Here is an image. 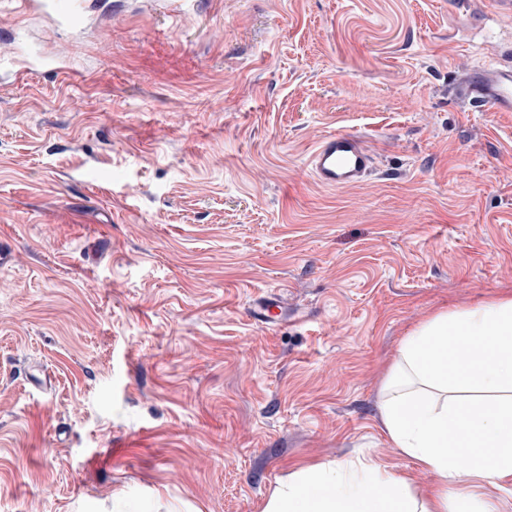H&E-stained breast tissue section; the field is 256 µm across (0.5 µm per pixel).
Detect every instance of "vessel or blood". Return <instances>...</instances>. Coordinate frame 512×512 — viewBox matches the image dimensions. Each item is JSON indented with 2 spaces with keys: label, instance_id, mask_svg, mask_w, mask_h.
<instances>
[{
  "label": "vessel or blood",
  "instance_id": "b4317fda",
  "mask_svg": "<svg viewBox=\"0 0 512 512\" xmlns=\"http://www.w3.org/2000/svg\"><path fill=\"white\" fill-rule=\"evenodd\" d=\"M30 10L46 11L60 27L80 26L84 8L76 0H27ZM482 64L465 68L453 87L455 95L482 110L512 112V46L487 41ZM317 183L330 189L365 184L376 167V155L359 135L336 132L321 138L309 157Z\"/></svg>",
  "mask_w": 512,
  "mask_h": 512
}]
</instances>
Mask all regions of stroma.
<instances>
[{
  "label": "stroma",
  "instance_id": "1",
  "mask_svg": "<svg viewBox=\"0 0 512 512\" xmlns=\"http://www.w3.org/2000/svg\"><path fill=\"white\" fill-rule=\"evenodd\" d=\"M86 2L0 0V512H263L301 463L440 485L379 403L410 329L512 289V112L452 92L512 15ZM338 131L362 186L308 170ZM273 291L301 318L253 321ZM26 2L30 10L51 13L60 27H79L83 21L84 7L73 0H27ZM309 164L321 186L346 189L361 186L370 179L376 167V155L362 136L336 132L316 143Z\"/></svg>",
  "mask_w": 512,
  "mask_h": 512
}]
</instances>
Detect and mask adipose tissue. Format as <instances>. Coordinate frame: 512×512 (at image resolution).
Segmentation results:
<instances>
[{
	"mask_svg": "<svg viewBox=\"0 0 512 512\" xmlns=\"http://www.w3.org/2000/svg\"><path fill=\"white\" fill-rule=\"evenodd\" d=\"M479 340L482 351L456 350ZM383 430L442 486L418 495L404 475L378 467L299 465L272 490L263 512H498L487 497L448 498L447 481L512 488V292L477 306L440 310L401 341L379 405ZM471 456L468 471L459 452Z\"/></svg>",
	"mask_w": 512,
	"mask_h": 512,
	"instance_id": "1",
	"label": "adipose tissue"
}]
</instances>
